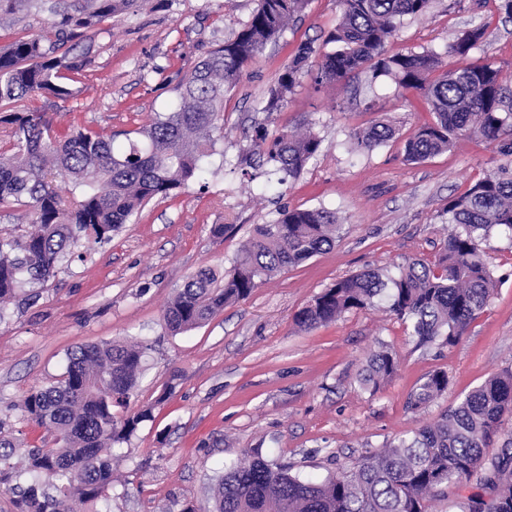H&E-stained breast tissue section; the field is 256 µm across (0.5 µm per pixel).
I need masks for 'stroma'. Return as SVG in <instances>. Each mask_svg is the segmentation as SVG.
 Wrapping results in <instances>:
<instances>
[{"label":"stroma","mask_w":512,"mask_h":512,"mask_svg":"<svg viewBox=\"0 0 512 512\" xmlns=\"http://www.w3.org/2000/svg\"><path fill=\"white\" fill-rule=\"evenodd\" d=\"M256 0H147L119 12L95 36L81 93L54 125L120 134L166 111L173 87L249 22ZM340 15L337 0H309L283 36L268 44L224 96V140L203 177L177 196L154 198L86 259L64 262L35 303L9 306L0 320V434L18 441L12 481L26 484L28 446L52 447L53 435L30 420L24 397L52 386L76 347L115 340L147 344L129 412L152 409L128 443L110 451L112 486L98 512H204L224 465L245 451L286 463L303 477L325 478L399 434L437 419L488 377L512 365V237L481 243L502 280L482 316L453 346L415 348L403 322L354 310L309 331L295 314L351 274L408 259L433 260L448 221L450 196L501 164L495 146L465 138L421 163L404 144L431 114L423 100L370 69L314 86L303 76L281 111L259 106L300 45L324 50ZM480 27L473 62L494 61L512 81V22L499 0H436L422 18H404L386 55L445 52ZM389 119L396 138L374 150L353 145L355 131ZM313 128L318 154L298 177L278 181L246 159L257 126ZM325 206L345 226L330 251L282 271L246 299L229 303L191 331L171 334L162 312L195 271L224 274L254 225L282 208ZM229 232L215 237V225ZM400 363L377 393L356 375L380 345ZM447 372V391L425 409L406 407L430 372Z\"/></svg>","instance_id":"stroma-1"}]
</instances>
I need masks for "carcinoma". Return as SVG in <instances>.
Returning a JSON list of instances; mask_svg holds the SVG:
<instances>
[{
  "label": "carcinoma",
  "mask_w": 512,
  "mask_h": 512,
  "mask_svg": "<svg viewBox=\"0 0 512 512\" xmlns=\"http://www.w3.org/2000/svg\"><path fill=\"white\" fill-rule=\"evenodd\" d=\"M146 0H0V30L11 35L0 48V209L19 212L31 225L0 235V318L5 304L37 298L33 287L55 279L59 266L112 240V234L155 197L166 198L199 180L206 160L224 139V93L249 63L280 38L309 0H257L236 38L214 48L174 87L175 100L124 147L112 136L78 128L53 134L52 112L77 97L93 36L102 23ZM341 16L311 80L322 86L368 68L426 101L432 120L405 142V158L420 163L452 149L465 136L495 145L508 163L448 198L452 230L435 259H414L391 271L370 268L337 281L295 316L310 330L353 310L379 309L407 323L415 347L455 345L481 317L498 279L480 248L492 231L512 234V88L492 63L466 62L484 38L464 31L448 45L458 64L446 69L441 54L424 50L387 56L384 47L400 21L423 16L433 0H339ZM48 13L40 32L17 29L33 8ZM311 45L299 48L266 92L262 111L278 112L300 83ZM29 105H23V102ZM396 136L389 121L358 130L353 144L372 150ZM310 129L260 127L252 153L269 172L297 177L319 152ZM68 182V194L55 187ZM336 211L325 206L284 208L272 224H257L217 284L201 268L177 289L163 312L165 328L187 332L224 305L243 300L283 270L327 252L342 236ZM145 347L119 341L80 346L67 354L63 378L25 397L22 409L55 433L54 448L28 449L31 483L16 500L18 512H95L112 483L102 452L131 438L150 409L121 415L142 370ZM397 353L373 351L357 381L371 394L394 375ZM448 390V374H427L407 397L419 411ZM500 442L497 454L485 449ZM480 474L477 490L458 492ZM455 489L448 512H512V367L490 377L437 420L367 451L334 477L303 478L259 451L224 466L208 512H428L434 493Z\"/></svg>",
  "instance_id": "1"
}]
</instances>
